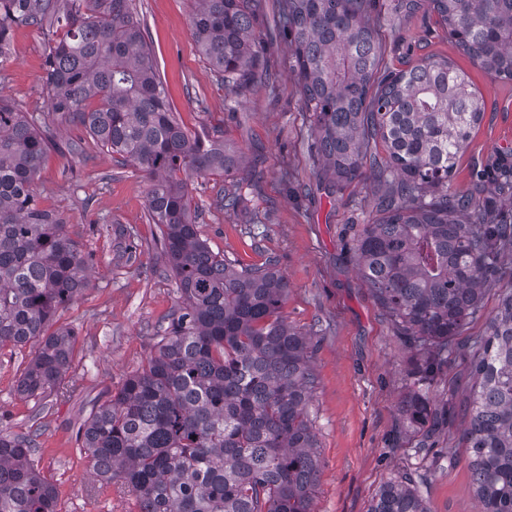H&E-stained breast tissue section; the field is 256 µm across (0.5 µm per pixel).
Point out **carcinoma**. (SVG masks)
<instances>
[{
	"label": "carcinoma",
	"mask_w": 512,
	"mask_h": 512,
	"mask_svg": "<svg viewBox=\"0 0 512 512\" xmlns=\"http://www.w3.org/2000/svg\"><path fill=\"white\" fill-rule=\"evenodd\" d=\"M192 32L224 84L274 81L253 21L257 0H195ZM435 15L448 39L495 79L512 82V0H397ZM385 0H280L278 33L292 48L310 152L331 187L369 175L384 187L378 217L353 228L361 278L418 364L400 404L419 427L453 341L481 310L512 253V161L485 195L448 191L456 161L485 112L468 76L446 58L379 71L374 18ZM47 38L48 112L83 127L119 163L151 181L179 302L155 351L76 432L96 477L118 478L138 512H313L316 434L306 406L318 377L313 337L280 310L288 281L268 262L236 268L199 235L189 182L238 170L235 149L191 137L172 112L135 0H0V57L13 28ZM382 141L387 155L373 151ZM50 141L38 119L0 97V349L36 348L17 384L26 398L78 390L75 335L48 332L58 307L87 286V261L33 185ZM241 178L215 199L247 209ZM477 375L465 433L480 512H512V289L476 341ZM36 439L0 433V512H58ZM368 512H430L408 470L384 483Z\"/></svg>",
	"instance_id": "obj_1"
}]
</instances>
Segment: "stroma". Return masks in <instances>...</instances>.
I'll return each mask as SVG.
<instances>
[{
  "instance_id": "stroma-1",
  "label": "stroma",
  "mask_w": 512,
  "mask_h": 512,
  "mask_svg": "<svg viewBox=\"0 0 512 512\" xmlns=\"http://www.w3.org/2000/svg\"><path fill=\"white\" fill-rule=\"evenodd\" d=\"M136 4L173 112L192 135L233 145L254 184L255 218L215 207L231 179L193 177L190 195L201 215L200 236L237 265L276 260L288 281L286 321L314 335L311 364L318 386L308 412L321 463L314 512H367L377 489L405 470L418 474L431 512H478L462 440L475 383L471 344L485 334L501 292L512 287V270L487 291L480 314L456 337L455 353L436 376L430 392L435 423L412 430L399 407L413 354L358 275L351 249L352 225L372 223L383 189L368 179L331 188L320 177L309 151L291 47L266 37L279 0H261L255 22L275 83L240 95L225 88L197 49L194 0ZM380 37L390 67L401 69L434 54L464 71L481 92L484 118L449 184L456 192L474 191L501 158H512V83L474 65L434 19L393 15ZM46 53L44 36L20 25L0 65V93L40 118L48 110ZM46 133L55 147L35 180L37 199L78 242L90 270L87 288L51 324L52 330L76 334L73 371L81 378L80 390L68 400L20 396L16 386L30 349L1 348L0 431L35 435L39 466L57 488L60 512H137L134 495L121 481L96 479L76 431L93 404L116 394L145 362L155 331L176 308V283L164 270L160 230L147 218L152 183L133 164L117 163L75 125L53 122ZM75 140L81 151L68 152Z\"/></svg>"
}]
</instances>
